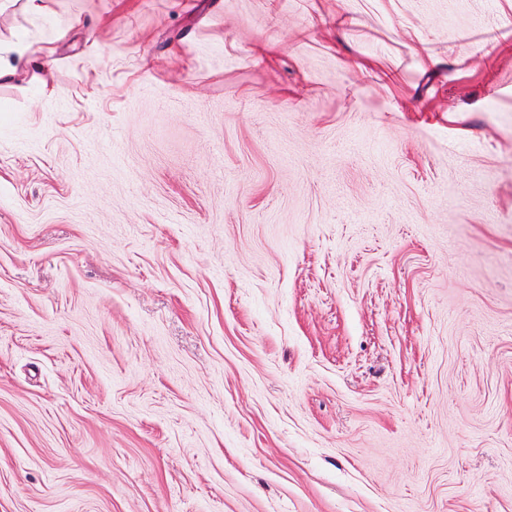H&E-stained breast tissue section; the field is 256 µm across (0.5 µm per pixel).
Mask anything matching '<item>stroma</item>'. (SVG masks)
Listing matches in <instances>:
<instances>
[{
    "label": "stroma",
    "instance_id": "obj_1",
    "mask_svg": "<svg viewBox=\"0 0 512 512\" xmlns=\"http://www.w3.org/2000/svg\"><path fill=\"white\" fill-rule=\"evenodd\" d=\"M49 7L0 512H512V0Z\"/></svg>",
    "mask_w": 512,
    "mask_h": 512
}]
</instances>
